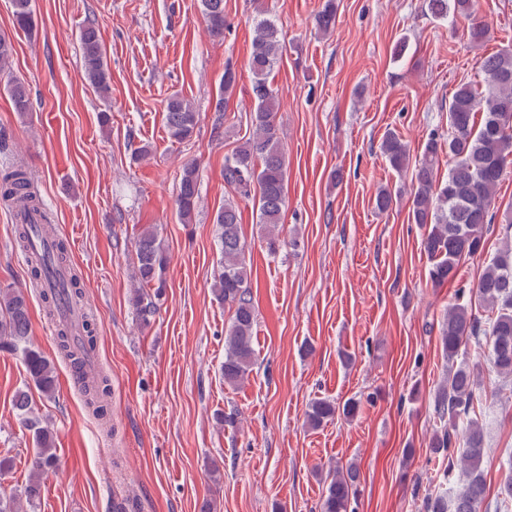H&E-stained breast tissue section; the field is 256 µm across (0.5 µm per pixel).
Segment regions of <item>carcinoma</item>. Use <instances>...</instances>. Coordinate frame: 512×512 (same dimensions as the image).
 <instances>
[{
    "label": "carcinoma",
    "instance_id": "1",
    "mask_svg": "<svg viewBox=\"0 0 512 512\" xmlns=\"http://www.w3.org/2000/svg\"><path fill=\"white\" fill-rule=\"evenodd\" d=\"M13 22L30 34L35 29L31 0H12ZM206 29L212 37L224 36L226 19L224 0H201ZM431 16L446 20L459 16L469 21L470 40L479 44L487 33V24L476 17L473 0H427ZM336 21V0H324L315 18L317 28L327 33ZM282 32L274 20L262 18L255 22L248 68L252 75L254 109L250 113L252 134L243 140L224 161V181L236 194L257 203L261 238L268 251L276 254L290 245L284 235L282 215L286 204L285 156L278 136L279 100L269 78L282 58L285 45ZM84 72L98 95L109 98L112 75L106 52L94 24L84 26L79 35ZM13 45L0 36V74L11 70ZM479 67L484 85L475 87L461 83L448 104V175L438 178L440 144L429 138L412 172L411 200L414 223L428 227L424 249L432 266L429 276L433 284L455 280L460 263L484 249L485 234L490 225L501 220L505 243L485 267L476 284L459 291L457 300L448 305L440 329V344L448 360L447 376L433 396L436 425L429 442L430 452L448 460V468L460 465L467 482L452 497L428 493L423 498L424 512H482L486 485L482 463L487 454L483 431L473 416L484 410L477 394L481 366L458 360L462 346L479 336L490 349L491 371L512 379V211H498L497 188L507 164L512 162V52L482 58ZM236 83V73L224 71L221 92L216 99V125L224 118V105ZM15 111L28 112L30 98L25 86L7 80ZM481 120H476L477 113ZM165 127L171 140H190L198 121L191 101L173 94L164 107ZM381 150L389 165L402 174L409 167V151L403 140L393 132L385 135ZM199 169L189 163L179 176L176 205L180 220L190 224L199 202ZM0 199L15 208V237L18 247L31 266V275L41 286L49 314L55 318L58 347L79 375L95 349V336L89 318H84L83 334L74 336L70 327L58 319L62 307L77 308L83 301V287L76 275L56 282L55 269L69 264L65 241L54 238L52 249L37 253L32 247L35 225L48 232L49 214L40 198L31 191V180L22 166H14L0 174ZM217 227L216 246L220 259L214 273L212 291L215 299L232 309L230 324L225 330L224 383L235 387L257 366L253 334L256 322L252 300L251 272L248 268V245L241 231L240 211L236 203L227 201L214 217ZM137 263L134 271L132 302L141 321L149 320L156 310V296L164 287V274L169 257L158 233L145 228L136 241ZM30 316L27 297L20 290H0V350L19 355L30 379L41 393L51 396L57 381L53 361L33 348L28 339ZM86 403L99 419H110L109 379L95 373L83 385ZM27 430L37 451L32 461L29 481L23 494L28 505L40 498L41 478L56 468L54 435L42 421L30 415L28 396L16 397ZM358 402L352 400L338 407L327 399H315L306 411V423L313 429L335 418L337 413L352 417ZM358 473L354 467L336 469L326 484L320 501V512H349L355 499Z\"/></svg>",
    "mask_w": 512,
    "mask_h": 512
}]
</instances>
